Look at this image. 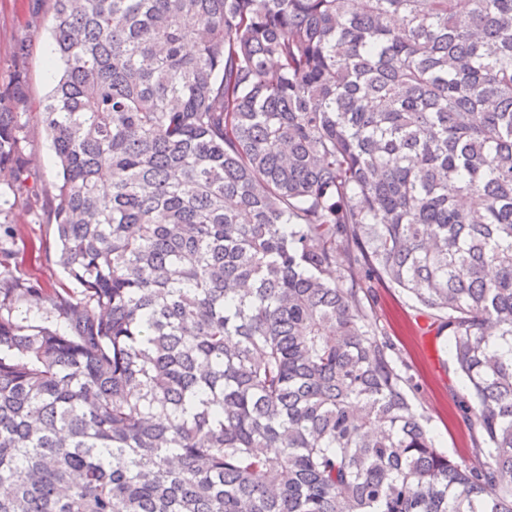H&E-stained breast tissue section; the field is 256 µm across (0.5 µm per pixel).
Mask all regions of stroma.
<instances>
[{
    "instance_id": "1",
    "label": "stroma",
    "mask_w": 512,
    "mask_h": 512,
    "mask_svg": "<svg viewBox=\"0 0 512 512\" xmlns=\"http://www.w3.org/2000/svg\"><path fill=\"white\" fill-rule=\"evenodd\" d=\"M52 15L51 0H0V88L13 78L16 43L30 44L26 98L15 110L26 125L24 148L34 161V190L21 194L10 180H0V224L12 230L8 236L0 233V246L14 251L40 241L52 249L57 246L55 227L46 216L59 167L38 114L39 103L54 85L46 74V54L53 48ZM375 294L380 325L410 366L415 384L410 396L427 418L437 446L457 460H467L469 435L455 413V394L461 384L450 362L446 337L438 332V321L397 289L379 287Z\"/></svg>"
}]
</instances>
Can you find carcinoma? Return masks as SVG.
Masks as SVG:
<instances>
[{
    "instance_id": "carcinoma-1",
    "label": "carcinoma",
    "mask_w": 512,
    "mask_h": 512,
    "mask_svg": "<svg viewBox=\"0 0 512 512\" xmlns=\"http://www.w3.org/2000/svg\"><path fill=\"white\" fill-rule=\"evenodd\" d=\"M52 10L75 287L0 250V512H512V0ZM29 50L0 89L19 192ZM366 280L448 330L475 462ZM14 274L26 279H38L46 288L58 287L60 283L74 287L69 283L63 269L55 262L26 261L24 265L14 269Z\"/></svg>"
}]
</instances>
